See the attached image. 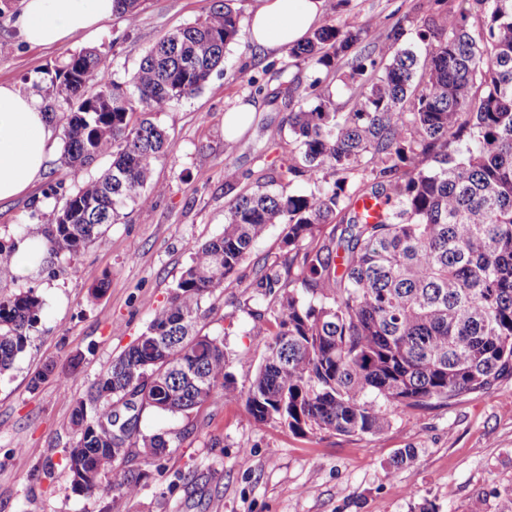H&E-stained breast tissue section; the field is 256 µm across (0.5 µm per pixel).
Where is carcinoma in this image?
I'll return each instance as SVG.
<instances>
[{"mask_svg":"<svg viewBox=\"0 0 512 512\" xmlns=\"http://www.w3.org/2000/svg\"><path fill=\"white\" fill-rule=\"evenodd\" d=\"M418 46L398 21H334L288 49L317 73L345 70L338 112L322 79L290 84L294 147L277 175L225 206L224 231L195 246L167 302L137 340L73 399L62 464L79 494L109 497L126 512L170 448L140 428L144 410L190 415L214 394L245 402L255 425L295 435L380 438L388 410L426 411L512 377V0H418ZM229 0L166 35L127 80L83 49L55 68L48 105L61 128L59 173L47 195L77 184L42 232L47 252L76 261L116 223L165 187L150 183L171 151L155 122L200 91L240 28ZM385 31L384 49L368 41ZM272 93L277 98L282 94ZM101 155L100 176L78 180ZM306 181L300 193L271 191ZM381 207L369 218L359 203ZM282 226L280 252L253 287L276 293L249 333L267 337L262 362L237 386L224 341L202 333V302L237 273L256 241ZM43 300L29 288L0 299V375L31 341ZM47 364L32 387L77 369ZM141 457L142 465L133 461ZM415 459L399 449L388 465Z\"/></svg>","mask_w":512,"mask_h":512,"instance_id":"carcinoma-1","label":"carcinoma"}]
</instances>
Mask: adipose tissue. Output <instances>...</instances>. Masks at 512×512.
Wrapping results in <instances>:
<instances>
[{
  "label": "adipose tissue",
  "instance_id": "adipose-tissue-1",
  "mask_svg": "<svg viewBox=\"0 0 512 512\" xmlns=\"http://www.w3.org/2000/svg\"><path fill=\"white\" fill-rule=\"evenodd\" d=\"M325 3L256 0L250 16L252 42L267 50L304 42L320 22ZM114 10V0H21L16 24L23 41L50 47L88 38ZM52 134L51 114L14 85L0 83V202L26 194L41 180Z\"/></svg>",
  "mask_w": 512,
  "mask_h": 512
}]
</instances>
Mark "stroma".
<instances>
[{
	"label": "stroma",
	"mask_w": 512,
	"mask_h": 512,
	"mask_svg": "<svg viewBox=\"0 0 512 512\" xmlns=\"http://www.w3.org/2000/svg\"><path fill=\"white\" fill-rule=\"evenodd\" d=\"M217 0H143L136 24L115 15L92 38L53 47L19 40L13 11H0V40L13 50L0 56V82L46 105L47 72L85 48L102 51L108 74L127 79L142 56L167 33L193 23ZM416 0H326L325 18L359 24L379 15L415 29ZM257 77L266 87L255 93ZM315 72L283 51H256L241 29L202 90L182 98L157 118L173 146L154 166L152 179L165 191L145 208L127 207L78 261L51 258L29 275L0 283V297L27 288L44 301L31 343L9 374L0 378V512H102V495L73 491L61 465L72 442V400L84 393L164 305L192 249L224 230L228 195L224 165L242 175L240 190L253 188L271 162L291 147L287 100L270 90L291 81L306 86ZM257 102L235 150L225 155L224 114L238 101ZM52 173L32 191L0 202V248H10L20 228L51 223L59 202L45 198ZM281 227L258 241L237 274L206 298L203 331L223 339L227 371L245 384L256 371L265 339L249 335L256 310L269 299L254 281L259 266L280 251ZM107 280L106 292L89 290ZM83 360L64 382L31 379L46 363L66 369ZM380 439L319 434L296 436L275 424L253 425L244 403L215 395L190 416L145 410L141 429L167 432L170 453L150 466V477L129 512H497L512 495V378L495 389L461 397L424 412H394ZM401 448L416 461L398 471L387 462Z\"/></svg>",
	"instance_id": "1"
}]
</instances>
